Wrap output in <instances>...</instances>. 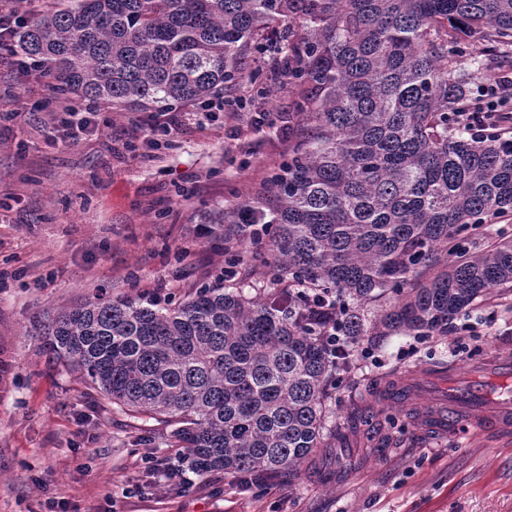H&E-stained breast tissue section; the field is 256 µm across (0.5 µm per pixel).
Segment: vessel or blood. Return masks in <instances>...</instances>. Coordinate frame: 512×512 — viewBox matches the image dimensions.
<instances>
[{
  "label": "vessel or blood",
  "instance_id": "vessel-or-blood-1",
  "mask_svg": "<svg viewBox=\"0 0 512 512\" xmlns=\"http://www.w3.org/2000/svg\"><path fill=\"white\" fill-rule=\"evenodd\" d=\"M470 379L460 384L452 378L434 377L443 401L440 408H427L424 415L431 429L458 430L465 421L481 422L486 428L512 434V353L500 351L490 365H471Z\"/></svg>",
  "mask_w": 512,
  "mask_h": 512
}]
</instances>
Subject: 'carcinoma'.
Returning <instances> with one entry per match:
<instances>
[{"label": "carcinoma", "mask_w": 512, "mask_h": 512, "mask_svg": "<svg viewBox=\"0 0 512 512\" xmlns=\"http://www.w3.org/2000/svg\"><path fill=\"white\" fill-rule=\"evenodd\" d=\"M299 19L282 47L301 126L263 194L209 239L234 267L182 300L98 292L47 325L46 348L112 408L160 426L200 475L300 476L362 416L336 422L328 354L296 289L336 295L342 338L446 336L493 288H512V149L456 124L483 64L512 46V0H34L9 51L56 98L153 112L228 87L243 50ZM266 241L265 253L247 243Z\"/></svg>", "instance_id": "obj_1"}]
</instances>
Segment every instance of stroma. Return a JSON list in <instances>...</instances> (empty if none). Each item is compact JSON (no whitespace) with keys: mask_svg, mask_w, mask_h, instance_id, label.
Returning a JSON list of instances; mask_svg holds the SVG:
<instances>
[{"mask_svg":"<svg viewBox=\"0 0 512 512\" xmlns=\"http://www.w3.org/2000/svg\"><path fill=\"white\" fill-rule=\"evenodd\" d=\"M279 22L249 50L224 109L187 104L167 146H134L137 112L100 108L98 128L55 139L53 91L0 55V512H512V441L477 431L431 434L419 407L398 414L393 440L350 436L322 448L292 483L245 488L188 472L160 484L144 453L181 468L175 449L90 390L45 349V325L98 289L178 300L223 254L196 235L212 214L245 203L285 160L297 93L275 73ZM261 112L230 134L227 115ZM512 347V292L493 290L446 336H393L338 383L337 419L374 382L435 365L461 372Z\"/></svg>","mask_w":512,"mask_h":512,"instance_id":"obj_1","label":"stroma"}]
</instances>
